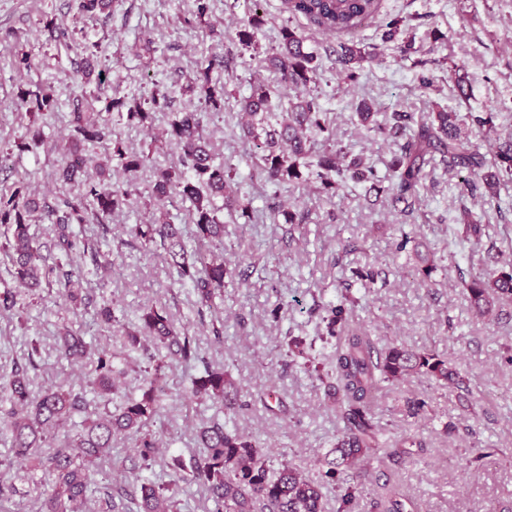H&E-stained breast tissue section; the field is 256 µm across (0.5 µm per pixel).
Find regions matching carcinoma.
Masks as SVG:
<instances>
[{
    "label": "carcinoma",
    "mask_w": 512,
    "mask_h": 512,
    "mask_svg": "<svg viewBox=\"0 0 512 512\" xmlns=\"http://www.w3.org/2000/svg\"><path fill=\"white\" fill-rule=\"evenodd\" d=\"M288 10L301 16L326 33L344 35L361 28L379 10L380 0H286ZM265 20L250 14L236 32L245 48L256 43ZM376 58L374 52L355 44L342 42L336 52V75L354 81L361 63ZM268 67L281 74V80L299 90L297 102L284 104L275 100L269 88L256 85L241 101L246 117L244 137L252 143L266 180L279 189L301 179L300 167L315 169L316 177L326 188H338L349 180H376L370 169L362 170V161L346 162L337 147L326 113L310 85L320 79L321 65L317 54L305 46V37L285 26L281 29L279 50L268 58ZM224 70V60L207 51L201 58L190 84L199 85L205 93V111L174 112L168 122V138L181 146V153L166 167L156 168L155 180L146 193L158 202L173 196L186 204V211L196 224L194 246H188L176 224L154 221L129 224L126 233L146 243L160 241L164 260L173 267L182 283L189 285L203 306H211L215 293L224 290V224L218 212L223 207L216 198L232 190L235 169L219 161L206 137V118L224 111V87L213 85L212 73ZM94 97L77 107L73 118L74 150L62 160L60 178L71 185L70 192L55 203L37 206L28 194L16 188L10 195L0 192V224L8 226L9 235L0 242V263L9 266V274L29 292L41 283L58 286L70 302L77 301L75 285L85 271L75 257L79 232L75 226L94 220L99 225L112 223V215L122 209L136 185L137 173L152 162V153L129 152L114 137L108 122L100 121ZM29 108L43 111L51 107V95L43 88L29 91L24 97ZM125 107L127 124H142L150 113L139 102L129 104L121 99L108 101L105 110ZM356 115L368 132L383 139L392 138L397 150L389 174L392 202L412 206L424 168L435 160L468 176L459 183L460 195L493 200L498 198L504 178H512V140L499 145L493 162H488L478 145L459 132L455 118L436 112L426 122H416L412 113L395 110L385 121L375 119L377 112L363 101ZM323 136L324 149L313 153L317 136ZM103 154L113 168L125 176L122 183H106L84 177L85 168L95 155ZM47 220L46 237L50 247L59 250L70 269L56 261L46 264L41 253L43 244L30 233L31 224ZM462 237L481 241L484 225L471 219L468 208L461 209ZM460 284L470 293L475 309L481 315L492 313L495 304L512 300V269L479 276L458 270ZM327 332L342 336L336 348L333 372L336 384L328 386L327 396L336 405L344 423L341 439L335 444L333 458L324 461L326 471L320 481H312L293 466L274 469L267 465L262 448L250 436L229 429L217 421L198 431L200 453L190 465L174 458L170 464L172 484L194 483L205 488L212 502L210 512H324V485L344 469H355L382 452L397 463L425 451V443L415 436H403L390 447L382 440L374 424L370 407L382 383L394 382L410 373L426 374L451 385L463 383L448 369V362L436 354H422L391 344L378 348L362 331L347 329L344 309L330 305L324 317ZM153 344L156 364L141 374L140 395L123 396L112 404L116 391V360L128 361L133 354ZM60 355L70 362L85 363L90 373L86 387L96 393L103 404L90 410L84 393H72L60 387H49L35 394L30 387L27 368L18 360L0 362V438L10 444L11 464L29 473L41 472L37 489L40 512H92L89 504L94 472L91 465L106 458L112 439L118 433L136 440L135 452L141 469H149L159 448L154 418L163 407L155 384L165 368L175 361L198 358L192 337L180 331L167 312L155 305L141 310L138 332L118 341V346L91 352L83 338L67 329L60 336ZM190 399L206 398L220 408L241 412L251 401L240 398L231 389L224 368L205 366L201 376L190 378L184 388ZM76 413L85 415L83 427L71 442L58 444L53 430L65 424ZM165 487L140 478L130 486H115L101 500L97 512H115L116 499H129L136 510L127 512H173L174 496L164 494Z\"/></svg>",
    "instance_id": "obj_1"
}]
</instances>
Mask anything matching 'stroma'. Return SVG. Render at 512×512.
Listing matches in <instances>:
<instances>
[{
    "label": "stroma",
    "mask_w": 512,
    "mask_h": 512,
    "mask_svg": "<svg viewBox=\"0 0 512 512\" xmlns=\"http://www.w3.org/2000/svg\"><path fill=\"white\" fill-rule=\"evenodd\" d=\"M230 2L207 0L200 15L194 0H112L110 7L85 15L77 0H0V155L8 157L0 165V189L22 180L40 200L68 193L58 168L71 141L74 105L97 93L74 73L88 57L96 69L109 70L112 97L139 102L159 87L170 93L168 112L201 97V90L188 88L201 50L223 57L224 112L208 122L207 134L211 148L236 169L235 203L220 214L229 273L213 308H200L193 289L177 282L160 257V244L126 234V225L148 224L159 214L155 202L141 198L116 212L108 229L83 225V238H107L112 266L90 276L80 302L59 304L56 290L44 289L21 295L20 313H0V360L26 358L29 341L39 339V354L28 367L33 390L79 391L85 370L60 358V332L80 330L94 351L133 329L144 306L163 307L193 336L205 361L223 367L241 396L254 402L237 413L207 401L185 403L181 381L198 374L201 365L173 363L168 425L151 469L141 470L132 439L116 436L111 458L95 474L93 499L107 486L142 475L168 484L172 457L187 461L196 455L198 429L215 420L259 438L273 467L287 462L316 480L318 460L329 456L342 433L336 409L316 381L327 374L325 357L336 343L325 331V308L340 304L349 323L378 346L395 342L436 352L467 381L466 389L457 390L412 374L376 397L372 414L383 440L415 435L426 442L427 454L402 465L385 456L371 459L353 512H372L374 501L393 495L410 501L413 512H512V303L500 302L492 315L480 316L466 288L446 272L454 263L488 271L512 263V181L500 188V211L488 214V237L463 240L457 234L462 207L477 216L484 212L480 203L461 199L455 173L439 163L427 166L412 213H400L387 180L395 147L352 117L364 98L379 111L403 109L419 121L435 112L461 119L487 112L492 120L473 140L493 157L512 133V0H381L378 16L352 37L377 58L361 66L356 81L345 83L336 79V37L305 18L289 17L282 0H258L265 24L255 49L241 51L235 31L249 4L242 0L234 9ZM392 19L400 20L401 32L388 40L385 24ZM49 24L66 29L68 39L47 40ZM285 25L306 36L318 53L322 76L312 91L340 146L374 169L380 187L351 181L331 191L312 175L283 192L282 211L274 215L260 162L249 153L236 112L238 100L259 83L294 98V90L279 84L266 66ZM409 40L414 50L405 57L400 47ZM92 43L97 49L90 54ZM31 49L35 66L17 69V56ZM422 72L432 76L431 86L419 84ZM464 72L469 81L457 87L455 78ZM38 86L53 96L50 113L20 105L25 91ZM166 114L139 125L126 124L114 111L105 118L127 149L140 152L164 139ZM37 130L44 134L39 143L32 139ZM402 224L410 241L399 253ZM105 299L116 317L108 329L95 321ZM297 339L304 350L295 349ZM269 392L284 411L270 412L258 402V395ZM419 399L427 401L426 413L411 414L409 401ZM7 455L0 446V482L16 484L18 491L0 506L5 512H39L36 490L5 466Z\"/></svg>",
    "instance_id": "obj_1"
}]
</instances>
